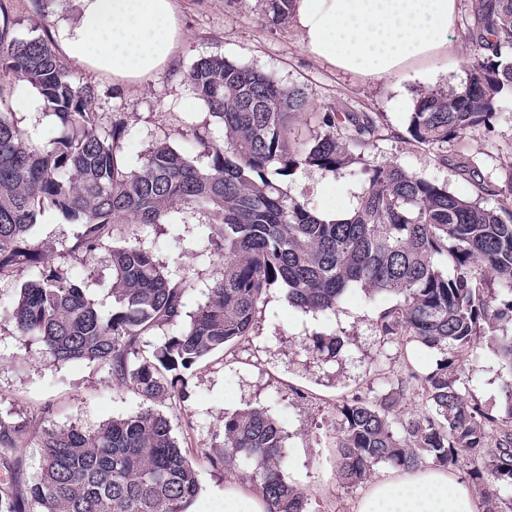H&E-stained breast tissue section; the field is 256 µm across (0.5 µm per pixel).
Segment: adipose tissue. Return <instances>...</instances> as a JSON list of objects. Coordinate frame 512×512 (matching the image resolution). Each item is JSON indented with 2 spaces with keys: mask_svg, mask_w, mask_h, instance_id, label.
Masks as SVG:
<instances>
[{
  "mask_svg": "<svg viewBox=\"0 0 512 512\" xmlns=\"http://www.w3.org/2000/svg\"><path fill=\"white\" fill-rule=\"evenodd\" d=\"M77 19L55 34L69 59L140 83L171 66L183 38L175 0H76ZM458 0H293L290 17L303 49L338 70L381 78L452 53ZM352 512H478L455 473L394 470L369 483Z\"/></svg>",
  "mask_w": 512,
  "mask_h": 512,
  "instance_id": "adipose-tissue-1",
  "label": "adipose tissue"
}]
</instances>
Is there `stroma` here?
<instances>
[{
	"mask_svg": "<svg viewBox=\"0 0 512 512\" xmlns=\"http://www.w3.org/2000/svg\"><path fill=\"white\" fill-rule=\"evenodd\" d=\"M185 33L176 51L175 65L141 84L132 85L78 65L70 71L80 82L91 83L90 107L102 118L103 128L123 127L118 150L130 169H137L146 150L164 141L194 160L207 159L193 142L195 126L209 127L214 139L223 130L204 105L194 98L182 74L202 57L221 55L260 70L286 85L306 89L312 107L299 114L294 129L301 138L321 131L324 112L353 110L383 124L386 133L365 156L372 166L394 162L418 177L448 186L457 195L476 198L475 188L434 149L412 142L406 132L414 98L422 84L413 71L385 79L349 74L312 59L301 47L292 22L272 21L266 0H176ZM18 36L52 38L60 22L76 17L75 0H11ZM472 0H460L452 34L454 53L432 61L437 86L462 84L470 47L464 32ZM452 156L475 160L488 181L503 184L512 169V98L503 99L489 125L460 135L448 147ZM289 197L323 213L350 210L365 186L361 166L336 172L301 168L284 177ZM201 217L184 210L171 211L167 223L116 225L110 245H138L151 250L173 280L191 289L188 310L207 299V287L223 271L224 259L204 240ZM78 231L56 212H46L34 227V241L53 251L49 269L81 283L88 296L110 305L111 271L107 251L92 260L73 254ZM395 300L387 295L350 292L334 311L305 313L286 301L279 287L267 290L248 336L181 371L182 392L164 408L180 445L198 464L200 491L189 512H224V487L232 478L210 467L206 453L221 445L224 414L260 406L285 433V473L308 498L309 512H350L363 486L343 485L336 476L335 445L340 433V409L352 395L375 398L390 385H402L401 415L427 412L428 404L415 378L435 368L439 351L411 342L398 345L380 336L379 317ZM333 334L343 342L341 353L329 361L312 359L310 336ZM507 372L493 348L477 340L464 356L460 377L466 397L499 415ZM137 406L136 397L112 380L107 367L70 363L52 365L40 347L23 341L13 327L0 320V416L24 422L27 443L0 451V462L15 464L20 483L32 471V444L44 429L73 423L96 424L126 415Z\"/></svg>",
	"mask_w": 512,
	"mask_h": 512,
	"instance_id": "35a3bbf8",
	"label": "stroma"
}]
</instances>
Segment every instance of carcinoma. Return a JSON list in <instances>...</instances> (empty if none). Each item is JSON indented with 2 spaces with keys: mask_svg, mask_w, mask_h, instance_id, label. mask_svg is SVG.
<instances>
[{
  "mask_svg": "<svg viewBox=\"0 0 512 512\" xmlns=\"http://www.w3.org/2000/svg\"><path fill=\"white\" fill-rule=\"evenodd\" d=\"M275 21L291 0H267ZM465 40L474 54L459 87L417 94L407 132L448 162V143L494 117L512 96V0H473ZM195 98L223 126L218 143L206 127L192 136L208 162L198 166L165 141L128 169L89 108L92 85L78 83L41 36L20 38L8 0H0V273L28 271L3 317L40 345L54 364L106 366L137 407L96 426L51 427L35 444L25 492L0 494V512H187L200 489L198 472L173 436L160 406L178 392L171 372L189 368L249 334L274 285L305 312L335 310L357 288L397 304L380 316L379 335L415 341L446 358L423 376L429 412L403 417L401 389L375 400L354 395L341 408L336 471L342 483L365 482L379 464L412 470L427 464L466 471L485 512H512V169L499 187L460 159L456 169L495 206L465 199L396 163L376 166L356 205L322 215L288 196L278 178L303 168L338 171L363 160L382 128L355 112L322 117L324 131L291 151L290 117L310 108L305 90L286 86L222 56L196 60L183 73ZM18 85L39 93L35 107L66 132L38 146L13 120ZM177 205L207 215V240L223 251L221 276L188 314L189 291L137 245L109 249L112 308L45 269L32 229L48 210L78 226L72 251L86 257L107 247L112 227L130 217L164 224ZM177 329L170 335L169 329ZM156 336L151 356L145 338ZM487 336L505 368L503 414L491 417L459 386L462 360ZM315 351L336 357L331 335L312 337ZM213 468L235 471L259 489L267 512H307L300 488L286 479L284 436L261 407L224 413ZM25 425L0 415V448H16Z\"/></svg>",
  "mask_w": 512,
  "mask_h": 512,
  "instance_id": "1",
  "label": "carcinoma"
}]
</instances>
